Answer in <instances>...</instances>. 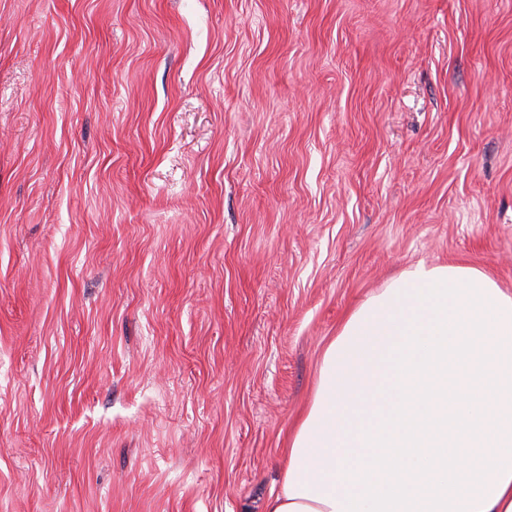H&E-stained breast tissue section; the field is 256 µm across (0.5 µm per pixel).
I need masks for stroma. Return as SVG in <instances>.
<instances>
[{
  "label": "stroma",
  "instance_id": "obj_1",
  "mask_svg": "<svg viewBox=\"0 0 512 512\" xmlns=\"http://www.w3.org/2000/svg\"><path fill=\"white\" fill-rule=\"evenodd\" d=\"M420 263L512 293V0H0V512H266Z\"/></svg>",
  "mask_w": 512,
  "mask_h": 512
}]
</instances>
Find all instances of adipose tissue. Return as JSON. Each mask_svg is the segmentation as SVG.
I'll return each mask as SVG.
<instances>
[{"label":"adipose tissue","instance_id":"ef3b65f1","mask_svg":"<svg viewBox=\"0 0 512 512\" xmlns=\"http://www.w3.org/2000/svg\"><path fill=\"white\" fill-rule=\"evenodd\" d=\"M268 512H512V294L419 264L354 309Z\"/></svg>","mask_w":512,"mask_h":512}]
</instances>
